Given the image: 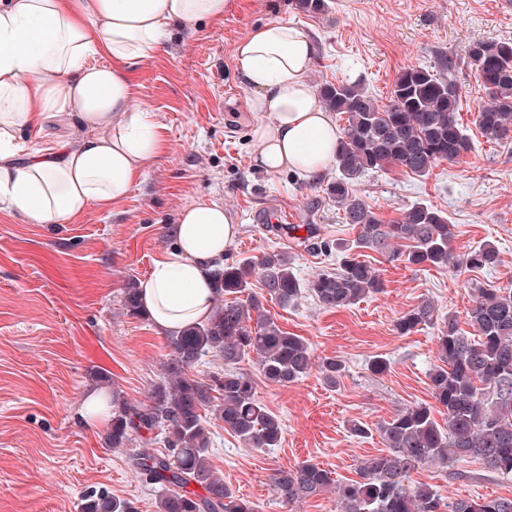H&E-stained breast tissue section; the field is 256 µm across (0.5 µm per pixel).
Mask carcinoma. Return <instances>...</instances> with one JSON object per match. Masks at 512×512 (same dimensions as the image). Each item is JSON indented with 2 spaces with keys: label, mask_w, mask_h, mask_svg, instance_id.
<instances>
[{
  "label": "carcinoma",
  "mask_w": 512,
  "mask_h": 512,
  "mask_svg": "<svg viewBox=\"0 0 512 512\" xmlns=\"http://www.w3.org/2000/svg\"><path fill=\"white\" fill-rule=\"evenodd\" d=\"M463 61L487 95L475 125L489 141L509 139L512 42L473 41ZM455 68L448 56L432 65L407 66L382 104L356 83L319 85L324 106L346 116L336 149L338 176L327 184V195L357 234L336 243V271L305 282L281 252L216 267L212 279L218 304L206 320L170 337L171 355L148 403L112 400V448L127 447L135 436L149 445L143 433L164 431L166 451L131 454L137 472L160 490L157 512H256L211 470L204 414L211 412L248 448H276L283 436L281 421L259 400L255 381L239 371V364L256 358L262 376L282 386L302 379L315 365L302 337L263 314L262 299L288 304L306 294L325 309L354 305L383 288L379 270L362 259L363 250L376 251L389 262L436 269L452 265L481 271L498 265L499 252L491 243L454 256L451 224L434 206L417 203L398 222L385 224L353 191L354 180L366 171L395 167L425 177L470 151L458 119L461 91L450 77ZM254 279L263 294L241 299ZM138 291L136 280L126 283L124 306L132 317L143 315ZM466 317L476 336L463 335L454 315L436 336L439 364L428 375L434 403L402 408L381 425L387 452L364 462L359 479L337 485L329 471L304 461L273 476L278 498L290 506L333 487L340 512H512V498L451 500L412 479L425 467L446 468L468 458L492 473L512 476V281L478 289ZM436 322L433 305L422 301L397 318L395 330L404 336ZM208 354L224 363V375L213 385L190 374ZM317 365L329 385L344 369L336 358ZM436 412L444 416L443 423L436 421ZM82 512L132 510L127 502L100 494L85 497Z\"/></svg>",
  "instance_id": "obj_1"
}]
</instances>
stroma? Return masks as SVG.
I'll return each instance as SVG.
<instances>
[{"mask_svg":"<svg viewBox=\"0 0 512 512\" xmlns=\"http://www.w3.org/2000/svg\"><path fill=\"white\" fill-rule=\"evenodd\" d=\"M327 3L325 12L308 14L295 0H226L222 17L191 32L172 28L165 52L128 73L136 105L163 126L166 147L111 210L92 207L65 224H29L0 201V512H81L85 496L102 490L134 512H156L157 489L134 469L130 448L110 447L107 429L80 426L75 416L90 392L139 404L159 381L169 337L148 317L127 315L124 287L145 280L173 249L170 231L184 207L204 199L231 213L239 232L226 262L279 251L303 281L337 267L335 250L310 249L306 225L330 242L354 237L326 193L336 168L309 180L252 167V91L233 51L260 24L285 19L312 36V85L356 82L382 103L402 68L433 64L442 53L457 60L452 78L470 151L425 178L390 168L361 174L353 188L389 224L415 203L433 205L453 226L456 253L491 243L500 263L477 272L418 269L371 251L366 259L384 288L355 305L327 310L308 296L286 306L264 301L266 314L303 337L315 360L333 357L345 369L332 387L316 372L279 386L256 361L243 362L259 399L281 420L283 437L276 448H248L206 415L214 473L258 512H339L330 491L282 506L272 474L310 460L337 482L356 478L361 464L385 449L381 425L431 399L439 327L401 336L396 319L427 300L440 320L452 314L465 322L472 287L512 280V143L481 136L474 111L486 95L462 64L474 40L512 41V8L503 0ZM269 208L285 210L297 231L274 232L259 222ZM378 357L387 361L380 374L371 369ZM99 370L108 382L96 379ZM357 422L367 435L352 434ZM414 479L445 497H512V477L487 472L473 459L445 471L424 468Z\"/></svg>","mask_w":512,"mask_h":512,"instance_id":"obj_1","label":"stroma"}]
</instances>
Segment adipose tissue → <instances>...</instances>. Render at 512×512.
I'll use <instances>...</instances> for the list:
<instances>
[{
	"mask_svg": "<svg viewBox=\"0 0 512 512\" xmlns=\"http://www.w3.org/2000/svg\"><path fill=\"white\" fill-rule=\"evenodd\" d=\"M224 7L225 0H0V198L31 224H63L124 200L164 148L149 109L131 105L126 69L163 52L170 25L192 30L222 17ZM315 54L312 38L285 20L257 26L234 48L252 90L251 160L260 171L314 179L334 160L341 132L306 78ZM93 56L107 65L90 64ZM62 117L82 130L76 143L30 147L17 158L32 123ZM171 233L174 251L139 292L163 332L209 316L208 271L238 226L222 205L197 201Z\"/></svg>",
	"mask_w": 512,
	"mask_h": 512,
	"instance_id": "obj_1",
	"label": "adipose tissue"
}]
</instances>
